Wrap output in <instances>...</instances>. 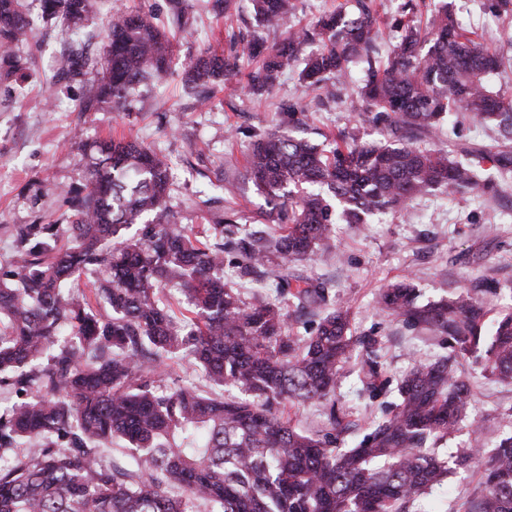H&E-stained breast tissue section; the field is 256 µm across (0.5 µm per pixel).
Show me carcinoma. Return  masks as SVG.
<instances>
[{"label":"carcinoma","instance_id":"carcinoma-1","mask_svg":"<svg viewBox=\"0 0 512 512\" xmlns=\"http://www.w3.org/2000/svg\"><path fill=\"white\" fill-rule=\"evenodd\" d=\"M258 22L285 38L267 47L256 35L233 63L214 56L189 62L184 81L202 100L229 68L246 64L254 93L273 88L303 62L305 93L332 97L333 79L368 55L381 36L369 0L338 10L312 27H295V0H252ZM95 0H40L43 17L77 25ZM192 25L186 0H171L161 23L149 12L112 15L105 54L91 64L71 46L69 64L101 68L84 88L81 111L123 108L136 85L170 68L168 28ZM399 39L384 66L369 63L357 89L358 120L342 143L321 150L292 134L298 107L285 103L288 126L258 139L245 166L266 199L269 232L232 230L224 214L211 239L177 223L168 163L136 141L96 145L84 191L69 199L68 224L17 229L13 269L0 277V387L16 396L0 406V512H409L423 493L474 460L484 466L470 512H512V435L493 450L464 448L446 457L434 446L469 421L470 392L452 360L483 351L484 371L512 383V311L486 326L477 289L420 305L416 288L399 282L380 292L385 311L448 337L453 355L413 365L398 385V402L347 450L307 434L281 410L322 403L330 430L342 427L331 399L352 351L365 355L363 390L377 396V342L348 334L349 312L330 307L327 284L290 276L288 264L329 246L333 226L366 224L408 199L446 187L487 188L483 161L503 175L512 150H464L450 158L409 140L367 142L365 123L391 133H430L452 112L495 124L512 140V94L492 83L501 58L461 28L445 7L426 24L414 8L396 20ZM19 0H0V48L32 36ZM321 49L300 58L310 42ZM428 45L421 51L422 45ZM241 277L269 280L285 303L247 299L224 285V233ZM106 277L92 289L109 313L93 310L68 287L87 272ZM181 292L187 314L160 297ZM323 313L310 336L288 330L289 309ZM186 361L207 391L163 383L162 367ZM237 392L224 397V389ZM124 443L128 465L105 449ZM36 441L37 448L19 447Z\"/></svg>","mask_w":512,"mask_h":512}]
</instances>
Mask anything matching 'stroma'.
Here are the masks:
<instances>
[{
	"instance_id": "35a3bbf8",
	"label": "stroma",
	"mask_w": 512,
	"mask_h": 512,
	"mask_svg": "<svg viewBox=\"0 0 512 512\" xmlns=\"http://www.w3.org/2000/svg\"><path fill=\"white\" fill-rule=\"evenodd\" d=\"M495 0H447L459 25L478 31L484 46L508 55L509 63L495 83L512 92V11L495 8ZM194 26L179 34L171 68L162 78L142 83L129 107L79 109L88 74L60 78L66 49L85 43L90 56H102L105 33L120 9L169 11L168 0H100L95 13L73 29L52 20L37 23L33 38L11 45L7 54L19 69L0 81V273L11 270L16 250L14 229L20 224H66L71 213L65 192L82 190L89 158L104 139L134 140L166 154L171 162V203L179 223L208 236L225 212H234L240 227L264 230L258 216L267 205L244 177V158L259 134L279 122V106L303 100L301 137L326 144L329 137L355 123L353 90L364 77V62L336 84L332 98L303 96L297 73L282 76L269 93L253 94L244 76L224 82L209 103L183 84L187 63L199 56L229 57L244 40L262 33L279 41L274 30H261L251 0H236L231 17L215 0H190ZM427 149L448 144L496 147L497 127L467 114H457L435 137L415 135ZM489 189L451 193L439 188L405 204L403 214L388 212L365 227L340 224L335 249L318 251L292 264L291 274L327 283L335 304L348 307L353 335L378 341L380 379L386 390L378 397L362 392L359 361L351 359L336 384V410L346 428L336 445L349 448L370 433L397 398V384L416 361L448 356V339L406 324L378 305L382 289L410 279L419 303L453 297L461 289L489 283L485 293L488 320L512 309V176L493 175ZM455 370L470 384L473 419L445 440L449 451L478 447L492 450L512 434V384L487 376L476 356L457 358ZM483 469L471 464L415 503L420 512H466L482 486Z\"/></svg>"
}]
</instances>
